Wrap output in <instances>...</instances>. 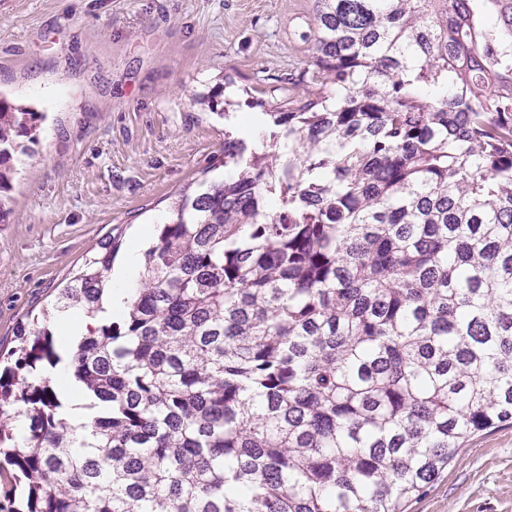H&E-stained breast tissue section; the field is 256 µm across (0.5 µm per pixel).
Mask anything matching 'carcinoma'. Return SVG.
<instances>
[{
    "mask_svg": "<svg viewBox=\"0 0 512 512\" xmlns=\"http://www.w3.org/2000/svg\"><path fill=\"white\" fill-rule=\"evenodd\" d=\"M306 38L319 90L288 79L260 149L224 130L119 318L16 325L23 512H405L512 422V0H315ZM40 120L0 96V222ZM117 248L56 311H105ZM62 350L87 425L42 374Z\"/></svg>",
    "mask_w": 512,
    "mask_h": 512,
    "instance_id": "carcinoma-1",
    "label": "carcinoma"
}]
</instances>
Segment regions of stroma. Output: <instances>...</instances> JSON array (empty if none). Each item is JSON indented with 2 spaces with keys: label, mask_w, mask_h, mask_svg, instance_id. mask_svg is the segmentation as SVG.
Masks as SVG:
<instances>
[{
  "label": "stroma",
  "mask_w": 512,
  "mask_h": 512,
  "mask_svg": "<svg viewBox=\"0 0 512 512\" xmlns=\"http://www.w3.org/2000/svg\"><path fill=\"white\" fill-rule=\"evenodd\" d=\"M313 0H0V91L45 113L0 223V345L84 256L128 248L178 193L215 177L226 87L284 99L308 68ZM407 512H512V425L473 436Z\"/></svg>",
  "instance_id": "obj_1"
}]
</instances>
